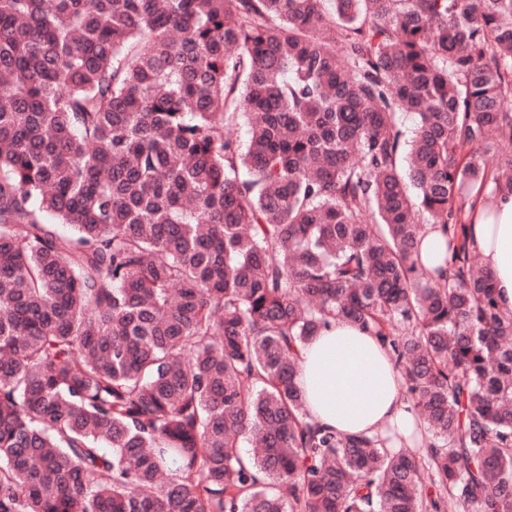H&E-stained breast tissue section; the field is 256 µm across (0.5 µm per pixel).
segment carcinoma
Returning a JSON list of instances; mask_svg holds the SVG:
<instances>
[{"mask_svg":"<svg viewBox=\"0 0 512 512\" xmlns=\"http://www.w3.org/2000/svg\"><path fill=\"white\" fill-rule=\"evenodd\" d=\"M511 94L512 0H0V512H512ZM331 320L422 443L310 423ZM476 192L470 201L476 200ZM487 210V202L478 197L469 224L471 240L499 290L502 306L512 310V197L498 200L497 211L490 218ZM422 246V260L426 267H438L443 264V238L439 231L427 227Z\"/></svg>","mask_w":512,"mask_h":512,"instance_id":"1","label":"carcinoma"}]
</instances>
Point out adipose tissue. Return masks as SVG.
<instances>
[{"label": "adipose tissue", "instance_id": "1", "mask_svg": "<svg viewBox=\"0 0 512 512\" xmlns=\"http://www.w3.org/2000/svg\"><path fill=\"white\" fill-rule=\"evenodd\" d=\"M471 239L512 310V198L496 213L477 201ZM298 384L314 423L345 436H373L392 427L411 434L417 425L413 400L380 341L356 325L336 322L298 348Z\"/></svg>", "mask_w": 512, "mask_h": 512}]
</instances>
